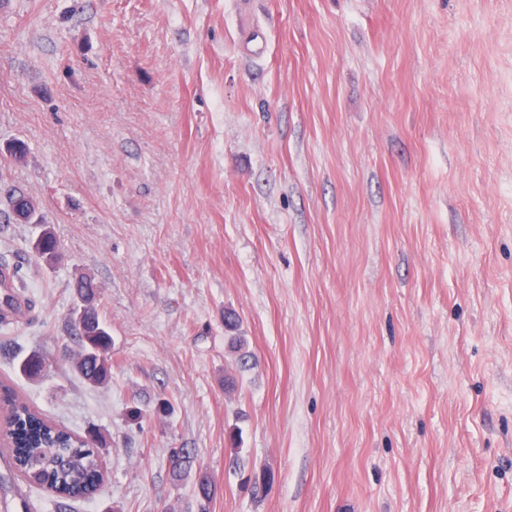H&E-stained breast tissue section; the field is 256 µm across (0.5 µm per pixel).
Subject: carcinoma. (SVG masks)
<instances>
[{
  "label": "carcinoma",
  "instance_id": "carcinoma-1",
  "mask_svg": "<svg viewBox=\"0 0 512 512\" xmlns=\"http://www.w3.org/2000/svg\"><path fill=\"white\" fill-rule=\"evenodd\" d=\"M35 215L33 199L21 191H12L4 220L9 224H30ZM32 248L44 259L51 261L57 257L58 242L50 225H43ZM73 289L83 306L82 318L74 320L82 347L76 371L89 384L100 385L111 377L112 362L109 329L97 310L99 289L93 285V279L86 276L78 278ZM224 330L231 333L227 337L230 348L239 354L240 367H245L249 355L235 314H224ZM45 366V359L33 353L21 361L19 371L35 379L44 375ZM0 408L7 412L8 458L12 460L16 476L30 485L51 490L61 500L95 495L103 472L97 448L106 445V438L100 432L91 427L81 435L46 419L19 398L11 381L0 380ZM169 458L172 478L179 481L191 469L194 454L190 448H172Z\"/></svg>",
  "mask_w": 512,
  "mask_h": 512
}]
</instances>
